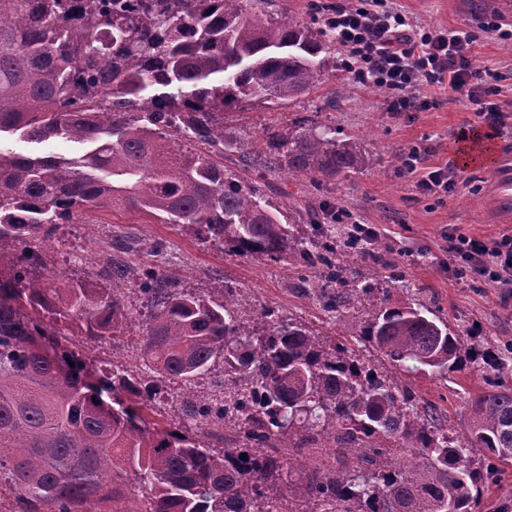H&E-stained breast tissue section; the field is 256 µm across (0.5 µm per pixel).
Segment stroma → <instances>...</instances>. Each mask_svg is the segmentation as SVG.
<instances>
[{"label": "stroma", "instance_id": "obj_1", "mask_svg": "<svg viewBox=\"0 0 512 512\" xmlns=\"http://www.w3.org/2000/svg\"><path fill=\"white\" fill-rule=\"evenodd\" d=\"M494 2L395 0L398 8L421 24L442 29L504 22ZM475 52L478 65L498 76L499 105L512 111V42L483 33ZM345 77L340 65L325 75L316 90L275 110L239 104L225 111L224 127L229 136L239 137L260 132L265 126L284 134L300 118L315 125L328 124L335 127L340 138L362 139L367 160L361 172L321 186L311 178L285 172L240 169L230 153L224 156L225 168L235 172L241 182L257 187L267 201L293 202L313 210L328 204L348 211L357 223L374 228L379 250L396 261L395 267L387 271L399 283L392 293L393 301L427 306L451 328L469 330L485 346L497 338L512 336V293L455 280L441 263L449 229L486 239L506 230L505 225L481 220L486 189L483 168H463L461 181L441 202L416 194L396 172L401 155L418 144L431 148V164L458 160L463 131L484 127L483 118L450 104V92L444 85L430 90L431 96L440 101L438 107L393 115L383 110L381 90L358 84L342 86ZM124 237L136 238L143 247L136 258V277L123 289L131 320L123 336L97 347L99 355L139 364L146 321L141 289L150 273L159 269L178 280L181 288L219 296L225 288L233 287L252 307L273 306L328 337L338 330L318 301L298 295L295 285L302 272L300 266L251 261L223 243L201 242L193 230L183 226L141 224L131 216L120 224H68L47 251L48 266L68 278L98 283L102 265L115 254V240ZM156 244L162 245L165 262L149 255V248ZM408 385L418 402L447 416L452 436L463 435L469 424L468 393L484 389L482 373L473 367L448 373L444 378L421 376L409 380Z\"/></svg>", "mask_w": 512, "mask_h": 512}]
</instances>
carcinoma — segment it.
Returning a JSON list of instances; mask_svg holds the SVG:
<instances>
[{
	"label": "carcinoma",
	"mask_w": 512,
	"mask_h": 512,
	"mask_svg": "<svg viewBox=\"0 0 512 512\" xmlns=\"http://www.w3.org/2000/svg\"><path fill=\"white\" fill-rule=\"evenodd\" d=\"M330 68L328 33L267 0H0V136L82 149L20 155L0 140V486L20 512H481L484 487L512 466V339L481 349L428 307L389 303L395 281L373 288L349 275L369 254L358 235L338 240L335 225L224 169L231 150L317 182L362 170V141L327 125L224 136V109L284 106ZM90 212L193 226L259 263L300 260L299 289L341 334L153 272L142 364L100 366L90 380L59 337L119 335L132 267L107 264L112 287L93 288L49 269L40 249L3 248L51 242ZM360 314L364 325L351 323ZM351 336L409 377L478 367L488 390L470 399L467 433L448 437ZM218 366L224 398L196 394ZM163 382L183 398L151 421ZM182 413L209 431L183 429ZM218 429L232 431L221 448L206 441ZM285 448L307 464L294 469ZM298 472L305 504L286 506ZM135 493L132 511L123 503Z\"/></svg>",
	"instance_id": "carcinoma-1"
}]
</instances>
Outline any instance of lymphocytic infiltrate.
I'll list each match as a JSON object with an SVG mask.
<instances>
[{"instance_id": "1", "label": "lymphocytic infiltrate", "mask_w": 512, "mask_h": 512, "mask_svg": "<svg viewBox=\"0 0 512 512\" xmlns=\"http://www.w3.org/2000/svg\"><path fill=\"white\" fill-rule=\"evenodd\" d=\"M322 21L345 50V69L362 86L385 94L384 109L392 114L424 112L437 106L421 86L447 82L452 103L486 116L502 130L507 115L495 98L496 76L479 67L474 56L476 35L469 29L440 30L413 23L389 0H332ZM429 148H413L402 173L422 195H448L459 177L455 163L432 167ZM445 251L448 274L482 285L512 283V232L484 239L449 232Z\"/></svg>"}]
</instances>
